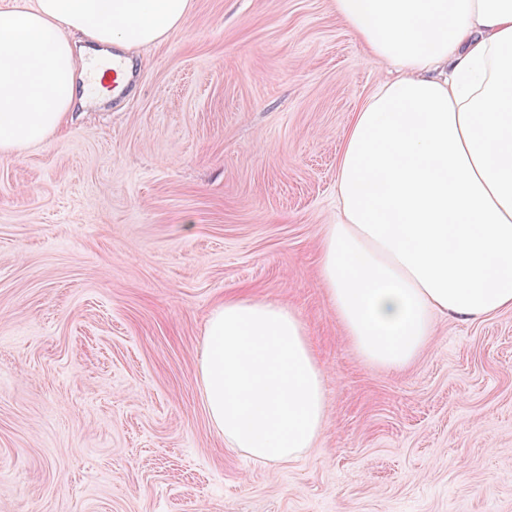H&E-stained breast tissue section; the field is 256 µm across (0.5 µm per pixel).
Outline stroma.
Masks as SVG:
<instances>
[{
	"mask_svg": "<svg viewBox=\"0 0 512 512\" xmlns=\"http://www.w3.org/2000/svg\"><path fill=\"white\" fill-rule=\"evenodd\" d=\"M130 60L131 90L0 156V512H512V311L388 370L321 285L344 136L389 74L333 0H192ZM242 292L296 311L324 371L323 434L278 467L225 445L197 380Z\"/></svg>",
	"mask_w": 512,
	"mask_h": 512,
	"instance_id": "obj_1",
	"label": "stroma"
}]
</instances>
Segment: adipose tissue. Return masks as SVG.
I'll use <instances>...</instances> for the list:
<instances>
[{
	"label": "adipose tissue",
	"mask_w": 512,
	"mask_h": 512,
	"mask_svg": "<svg viewBox=\"0 0 512 512\" xmlns=\"http://www.w3.org/2000/svg\"><path fill=\"white\" fill-rule=\"evenodd\" d=\"M397 76L355 112L336 176L321 281L369 362L400 369L437 319L512 311V0H333ZM191 0H27L0 11V154L43 144L102 97L77 38L136 52ZM211 427L280 465L325 424L324 373L286 305L237 295L211 310L198 365Z\"/></svg>",
	"instance_id": "obj_1"
}]
</instances>
